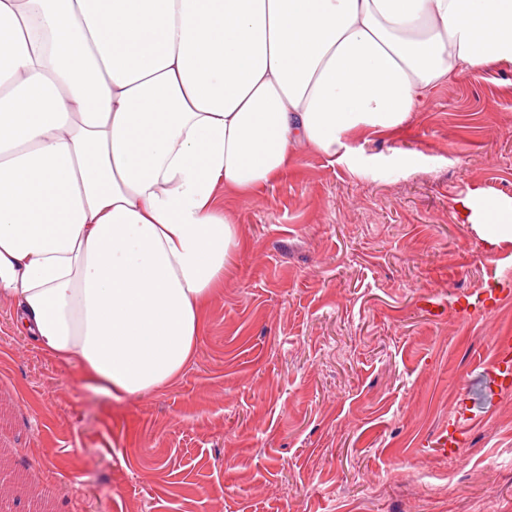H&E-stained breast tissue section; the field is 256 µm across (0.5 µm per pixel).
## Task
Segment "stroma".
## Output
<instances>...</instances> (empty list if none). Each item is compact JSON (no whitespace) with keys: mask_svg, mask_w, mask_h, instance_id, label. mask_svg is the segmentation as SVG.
<instances>
[{"mask_svg":"<svg viewBox=\"0 0 512 512\" xmlns=\"http://www.w3.org/2000/svg\"><path fill=\"white\" fill-rule=\"evenodd\" d=\"M512 197V63L464 68L344 163L296 152L219 191L241 245L192 361L121 401L0 303V500L17 512H512V244L456 201ZM465 443L430 439L457 409ZM489 372L501 390L512 387V336L496 337Z\"/></svg>","mask_w":512,"mask_h":512,"instance_id":"1","label":"stroma"}]
</instances>
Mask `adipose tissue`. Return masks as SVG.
<instances>
[{
    "label": "adipose tissue",
    "mask_w": 512,
    "mask_h": 512,
    "mask_svg": "<svg viewBox=\"0 0 512 512\" xmlns=\"http://www.w3.org/2000/svg\"><path fill=\"white\" fill-rule=\"evenodd\" d=\"M504 62L512 0H0V301L88 389H158L240 244L218 188L345 161ZM457 210L512 243L511 197Z\"/></svg>",
    "instance_id": "ef3b65f1"
}]
</instances>
